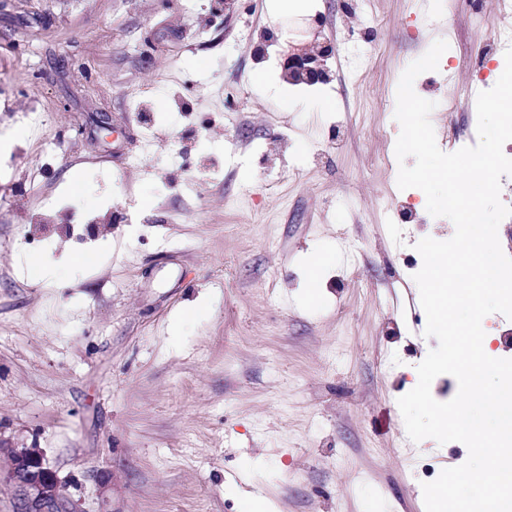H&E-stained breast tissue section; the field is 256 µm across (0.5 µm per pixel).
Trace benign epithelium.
<instances>
[{
  "label": "benign epithelium",
  "mask_w": 512,
  "mask_h": 512,
  "mask_svg": "<svg viewBox=\"0 0 512 512\" xmlns=\"http://www.w3.org/2000/svg\"><path fill=\"white\" fill-rule=\"evenodd\" d=\"M333 48L324 42L316 49L305 45L288 48L281 68L291 83L314 85L330 79L326 65ZM9 479L18 493L17 512H64V484L45 453L34 446L16 449L11 458Z\"/></svg>",
  "instance_id": "7a95c632"
}]
</instances>
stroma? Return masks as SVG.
<instances>
[{"label":"stroma","instance_id":"obj_1","mask_svg":"<svg viewBox=\"0 0 512 512\" xmlns=\"http://www.w3.org/2000/svg\"><path fill=\"white\" fill-rule=\"evenodd\" d=\"M271 5L0 0V512L31 444L73 512H425L467 459L398 406L438 345L415 245L455 227L397 186L394 90L445 40L414 90L440 150L477 144L451 88L504 68L512 12ZM316 20L331 79L288 83Z\"/></svg>","mask_w":512,"mask_h":512}]
</instances>
